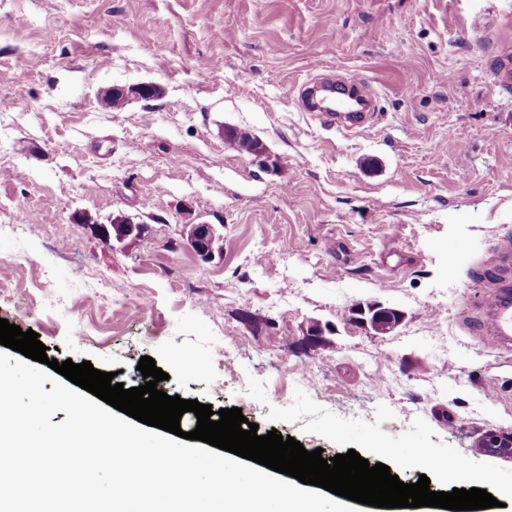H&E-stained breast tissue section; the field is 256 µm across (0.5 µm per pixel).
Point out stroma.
Here are the masks:
<instances>
[{"instance_id":"1","label":"stroma","mask_w":512,"mask_h":512,"mask_svg":"<svg viewBox=\"0 0 512 512\" xmlns=\"http://www.w3.org/2000/svg\"><path fill=\"white\" fill-rule=\"evenodd\" d=\"M512 0H0V318L125 388L241 408L259 434L355 450L405 483L485 488L512 512V346L481 300L512 240V87L482 33ZM365 79L372 127L297 88ZM159 97L107 105L115 86ZM258 138L266 168L225 143ZM128 218L140 237L104 240ZM214 225L209 259L182 240ZM151 296L150 310L140 308ZM403 312L386 334L355 305ZM324 342L308 341L313 323ZM286 357L288 370L269 369ZM318 370L315 388L290 367ZM423 449L424 461L405 457ZM466 471H446L449 457ZM346 91L342 96L341 103L338 105H326L321 101L322 95L326 90L333 87L322 86L318 88H309L303 82L300 86V97H304V104L308 111L314 112L318 121L322 125L335 126L345 130L363 129L370 123L371 112H366V103L363 102L361 95L363 79L351 77L343 84ZM303 89V90H301ZM319 91L323 92L318 97ZM351 95L358 101V108L349 106ZM319 98V99H318Z\"/></svg>"}]
</instances>
